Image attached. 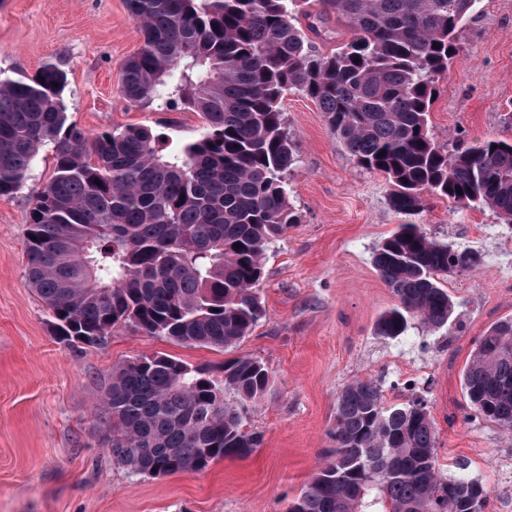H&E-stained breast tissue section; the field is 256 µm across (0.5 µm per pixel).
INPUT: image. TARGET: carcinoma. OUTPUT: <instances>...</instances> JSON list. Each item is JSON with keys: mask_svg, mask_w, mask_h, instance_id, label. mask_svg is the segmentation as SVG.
<instances>
[{"mask_svg": "<svg viewBox=\"0 0 512 512\" xmlns=\"http://www.w3.org/2000/svg\"><path fill=\"white\" fill-rule=\"evenodd\" d=\"M476 2L126 0L142 44L124 64L123 99L179 102L204 119L195 140L167 154L146 127L89 135L67 123L59 63L0 76V196L26 186L43 147L55 157L32 198L26 243L29 283L55 334L71 347L98 346L126 326L226 348L251 331L264 313L268 247L300 223L282 109L292 90L318 104L359 166L386 176L398 214L415 217L434 196L512 224V143L450 149L428 132L436 78L459 52ZM334 24L349 40L318 52L312 37ZM480 264L477 251L399 225L374 255L396 298L376 334L397 338L413 320L447 326L456 303L443 276ZM463 381L475 413L511 433L512 318L479 338ZM271 387L253 358L224 363L216 377L168 355L138 357L113 370L99 403L112 422V461L159 477L247 456L262 435L244 430L246 403ZM330 436L326 462L286 512H367L369 500L378 512H485V487L461 466L440 467L419 398L387 406L374 380L353 381L336 397Z\"/></svg>", "mask_w": 512, "mask_h": 512, "instance_id": "obj_1", "label": "carcinoma"}]
</instances>
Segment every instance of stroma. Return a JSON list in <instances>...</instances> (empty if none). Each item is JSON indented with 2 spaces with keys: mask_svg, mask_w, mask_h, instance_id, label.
<instances>
[{
  "mask_svg": "<svg viewBox=\"0 0 512 512\" xmlns=\"http://www.w3.org/2000/svg\"><path fill=\"white\" fill-rule=\"evenodd\" d=\"M461 49L436 82L430 135L462 147L512 142V0H478ZM126 0H0V72L35 74L63 62L68 123L86 133L142 125L166 151L197 138L202 118L173 105H127L121 68L141 45ZM286 128L297 163L290 199L301 215L268 249L260 283L265 314L228 349L186 346L114 328L101 347L72 348L54 336L27 283L25 248L32 195L54 174L51 149L38 154L23 190L0 197V512H285L332 446L336 395L373 378L385 404L428 405L440 463H462L490 492L486 512H512V433L477 416L462 375L476 342L512 317V224L488 209L429 200L416 218L428 235L475 249L481 265L443 284L457 304L447 328L412 323L403 336L375 334L395 303L373 255L403 218L385 176L358 166L311 99L289 93ZM166 354L219 369L260 360L273 387L249 404L245 429L263 437L245 457L202 472L133 476L112 462V428L95 405L117 366Z\"/></svg>",
  "mask_w": 512,
  "mask_h": 512,
  "instance_id": "35a3bbf8",
  "label": "stroma"
}]
</instances>
